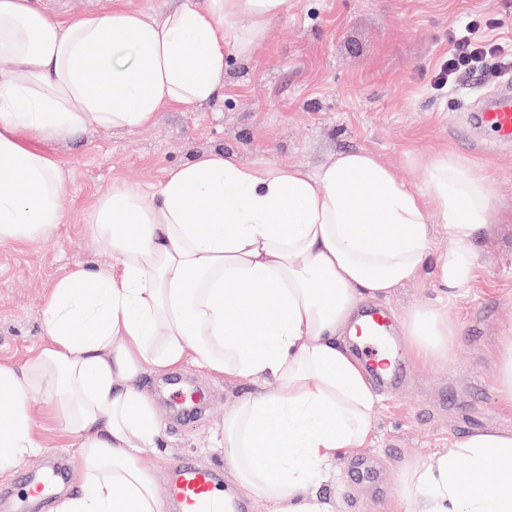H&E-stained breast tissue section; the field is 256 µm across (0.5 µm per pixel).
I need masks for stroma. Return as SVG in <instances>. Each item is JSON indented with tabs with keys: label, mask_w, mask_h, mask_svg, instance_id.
Instances as JSON below:
<instances>
[{
	"label": "stroma",
	"mask_w": 512,
	"mask_h": 512,
	"mask_svg": "<svg viewBox=\"0 0 512 512\" xmlns=\"http://www.w3.org/2000/svg\"><path fill=\"white\" fill-rule=\"evenodd\" d=\"M498 20L489 38L512 45V0H288L251 56L228 57L217 95L193 108L163 110L151 126L124 131L96 124L48 145L68 174L56 234L44 241L0 246V361L23 363L46 340L43 310L52 285L77 268L105 269L112 253L99 244L87 215L118 182L147 187L167 170L222 153L243 165L316 171L338 152L364 149L415 185L421 164L452 150L493 188V216L471 245L461 287L445 289L438 259L452 241L447 225L430 217L433 250L418 278L382 304L394 316L408 370L397 393L378 392L370 443L337 461L316 487L337 512H397L401 476L431 461L448 443L487 428L512 431V406L500 396L497 354L512 324V144L472 131L466 116L493 94L487 73L450 90H435L434 68L448 52L460 20ZM444 307L458 334L441 360L420 359L406 334L414 310ZM203 387L207 413L177 421L171 382ZM140 385L163 424L157 447L141 462L156 473L160 500L168 498L171 464L184 460L218 472L224 462V416L241 396L258 391L252 379H226L186 362ZM41 449L0 479V502L11 500L30 474H42L51 499L77 491L78 448L55 414L35 418Z\"/></svg>",
	"instance_id": "35a3bbf8"
}]
</instances>
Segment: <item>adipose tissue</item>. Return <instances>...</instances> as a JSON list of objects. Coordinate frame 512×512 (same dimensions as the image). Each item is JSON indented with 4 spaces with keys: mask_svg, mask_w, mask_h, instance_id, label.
Returning <instances> with one entry per match:
<instances>
[{
    "mask_svg": "<svg viewBox=\"0 0 512 512\" xmlns=\"http://www.w3.org/2000/svg\"><path fill=\"white\" fill-rule=\"evenodd\" d=\"M286 0H183L152 19L111 0L99 14L54 19L31 0H0V245L51 237L67 177L47 147L88 122L134 131L166 108L210 100L228 56L248 58ZM420 190L366 150L316 172L269 170L213 153L145 191L119 183L89 222L109 268L52 287L47 342L22 365L0 362V475L40 448L41 395L85 462L58 512H161L140 463L162 434L138 381L191 361L214 374L273 381L236 400L224 455L236 493L269 512H331L312 493L340 456L366 447L375 394L342 338L360 301L415 280L433 249L429 214L454 245L443 284L468 274V246L492 215L484 176L446 154ZM421 356L447 357L457 334L444 308L411 314ZM402 512H512V432L450 443L409 473Z\"/></svg>",
    "mask_w": 512,
    "mask_h": 512,
    "instance_id": "ef3b65f1",
    "label": "adipose tissue"
}]
</instances>
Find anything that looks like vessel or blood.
Wrapping results in <instances>:
<instances>
[{"mask_svg":"<svg viewBox=\"0 0 512 512\" xmlns=\"http://www.w3.org/2000/svg\"><path fill=\"white\" fill-rule=\"evenodd\" d=\"M480 127L501 143H512V81L501 83L499 94L485 101L475 114ZM392 314L384 308H373L355 324L353 350L365 367L378 376L393 374L400 366L391 341ZM178 512H224V498L211 470L176 463L168 491Z\"/></svg>","mask_w":512,"mask_h":512,"instance_id":"1","label":"vessel or blood"}]
</instances>
